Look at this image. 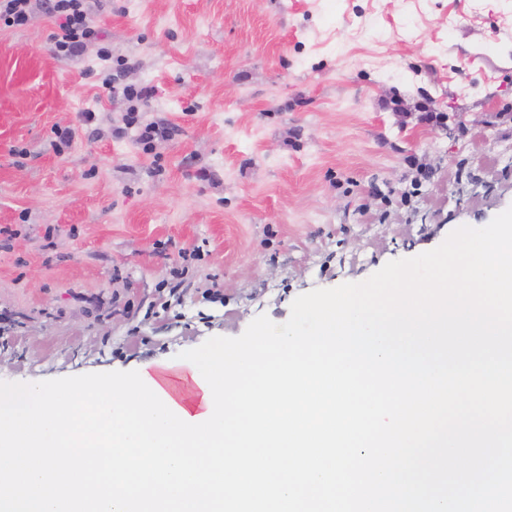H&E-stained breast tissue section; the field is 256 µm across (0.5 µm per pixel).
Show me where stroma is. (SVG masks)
I'll list each match as a JSON object with an SVG mask.
<instances>
[{
	"instance_id": "1",
	"label": "stroma",
	"mask_w": 512,
	"mask_h": 512,
	"mask_svg": "<svg viewBox=\"0 0 512 512\" xmlns=\"http://www.w3.org/2000/svg\"><path fill=\"white\" fill-rule=\"evenodd\" d=\"M92 19L110 60L56 57L41 13L0 27V381L175 362L512 207V0H93ZM150 122L173 134L145 150Z\"/></svg>"
}]
</instances>
